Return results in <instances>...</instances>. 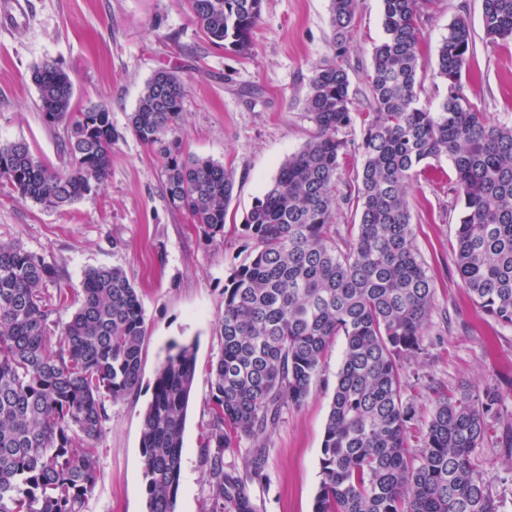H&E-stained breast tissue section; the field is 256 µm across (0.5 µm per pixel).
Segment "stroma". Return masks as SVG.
Listing matches in <instances>:
<instances>
[{
    "label": "stroma",
    "mask_w": 512,
    "mask_h": 512,
    "mask_svg": "<svg viewBox=\"0 0 512 512\" xmlns=\"http://www.w3.org/2000/svg\"><path fill=\"white\" fill-rule=\"evenodd\" d=\"M483 0H438L422 19L420 101L437 105L445 88L434 73L449 25L467 16L476 52L462 82L471 106L497 123L512 124V43L489 42L482 31ZM383 37L381 0H359L346 57L354 88L367 95L365 74ZM330 0H263L251 51L212 44L196 26L186 0H30L18 31L0 32V142H23L45 165L65 167L63 127L38 109L31 70L58 63L74 84V107L105 105L119 139L110 174L96 193L68 210L16 199L0 184V242L44 256L72 300L54 317L67 321L85 270L122 268L136 288L146 331L142 380L112 401L95 441L98 480L85 512H146L141 425L155 373L171 344L197 342V374L184 431L177 512H209L204 442L211 420L208 366L222 352L217 325L224 287L254 247L242 233L247 213L281 163L314 135L306 111L313 66L330 53ZM187 80L180 135L184 149L224 164L234 175L223 240H206L168 203L152 150L128 127L146 81L158 69ZM408 206L414 245L435 288L427 351L405 361L404 398L415 415L411 448H419L435 403V387L480 393L498 386L501 419H512V328L484 315L469 299L455 266L460 203L455 173L441 159L414 182ZM345 340L335 337L319 378L300 408L284 409L275 429L242 438L225 463L243 467L247 449L265 448V474L254 485L258 512H313L321 448ZM493 475L503 512H512V466L499 437L475 452Z\"/></svg>",
    "instance_id": "obj_1"
}]
</instances>
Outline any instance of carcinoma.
<instances>
[{
	"mask_svg": "<svg viewBox=\"0 0 512 512\" xmlns=\"http://www.w3.org/2000/svg\"><path fill=\"white\" fill-rule=\"evenodd\" d=\"M209 41L247 52L262 0H187ZM358 0H331L332 55L309 79L306 111L316 135L286 160L242 225L249 262L224 286L220 357L209 365L212 418L205 447L212 512H257L251 486L264 478L265 449L244 470L224 462L243 436L273 429L299 408L335 336L345 353L325 426L313 512H500L475 456L492 430L497 390H436L417 453L409 451L413 407L402 364L426 350L435 288L414 246L408 208L430 161L451 160L459 187L455 265L487 315L512 327V126L474 111L462 72L473 55L468 18L448 27L437 55L446 95L419 103L420 23L437 0H382L383 38L365 75L360 108L346 65ZM482 27L512 42V0H483ZM44 120L66 126V169L48 168L20 142L0 143V182L18 197L65 210L94 193L118 138L106 106L73 111V85L56 62L33 68ZM186 80L159 69L146 81L128 125L160 162L169 203L209 241L224 237L234 175L187 154L178 136ZM362 117L359 142L343 137ZM361 158L353 189L339 194L347 156ZM359 224L341 236L339 199ZM55 267L20 244L0 243V512H84L96 481V448L107 403L137 389L145 338L136 288L119 267L84 274L68 319L53 318ZM196 347L167 351L142 419L147 512H175Z\"/></svg>",
	"mask_w": 512,
	"mask_h": 512,
	"instance_id": "1",
	"label": "carcinoma"
}]
</instances>
